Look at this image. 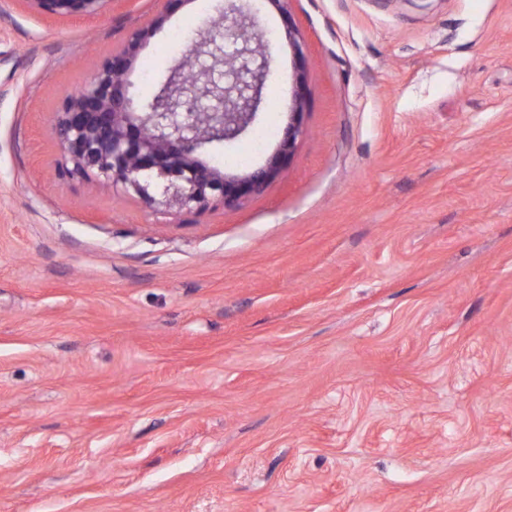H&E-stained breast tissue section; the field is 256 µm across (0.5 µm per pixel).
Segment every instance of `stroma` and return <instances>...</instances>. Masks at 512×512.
I'll use <instances>...</instances> for the list:
<instances>
[{"label":"stroma","instance_id":"stroma-1","mask_svg":"<svg viewBox=\"0 0 512 512\" xmlns=\"http://www.w3.org/2000/svg\"><path fill=\"white\" fill-rule=\"evenodd\" d=\"M214 15L0 0V512H512V0L266 7L207 159L264 165L300 78L303 132L234 205L61 177L64 95L153 21L152 98ZM105 0H31L37 7L47 13H83L96 2Z\"/></svg>","mask_w":512,"mask_h":512}]
</instances>
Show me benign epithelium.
Returning <instances> with one entry per match:
<instances>
[{
	"label": "benign epithelium",
	"mask_w": 512,
	"mask_h": 512,
	"mask_svg": "<svg viewBox=\"0 0 512 512\" xmlns=\"http://www.w3.org/2000/svg\"><path fill=\"white\" fill-rule=\"evenodd\" d=\"M47 13H83L98 0H32ZM285 0H236L232 26L223 15L194 41L195 80L184 81L182 63L170 71L151 101L131 91L130 72L154 27L133 34L92 78L65 95L53 117L61 147L59 168L70 178L133 192L149 207L203 211L231 205L261 190L288 160L302 133L294 113L276 156L243 178H232L203 157L214 142L234 139L255 116L261 90L272 76L268 43L257 28L265 5Z\"/></svg>",
	"instance_id": "1"
}]
</instances>
